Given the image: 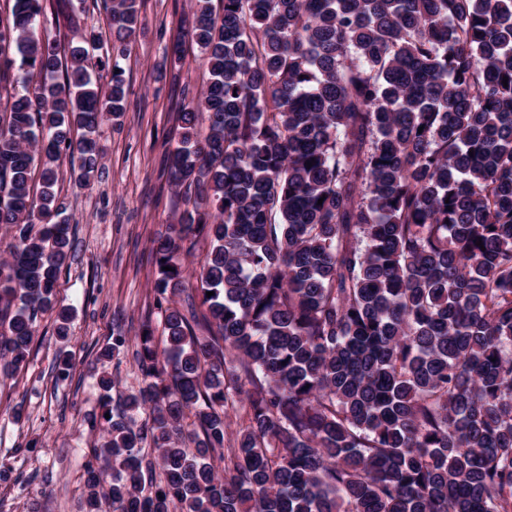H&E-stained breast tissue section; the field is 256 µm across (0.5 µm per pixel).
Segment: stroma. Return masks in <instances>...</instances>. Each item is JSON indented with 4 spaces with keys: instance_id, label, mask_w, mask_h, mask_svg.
<instances>
[{
    "instance_id": "obj_1",
    "label": "stroma",
    "mask_w": 512,
    "mask_h": 512,
    "mask_svg": "<svg viewBox=\"0 0 512 512\" xmlns=\"http://www.w3.org/2000/svg\"><path fill=\"white\" fill-rule=\"evenodd\" d=\"M191 0H138L140 28L124 61L127 110L121 125L104 121L98 177L57 186L73 228L71 257L58 298L74 312L67 340L56 335L54 312L37 326L27 369L0 385V512H83L84 463L100 445L90 421L101 412V376L112 378V401L136 392L142 376L132 353L100 361L98 352L123 328L138 335L152 303L151 240L177 223L183 204L171 190L165 157L178 139V114L206 85L199 50L188 39ZM77 23L59 20L61 38L95 30L109 40L104 0H85ZM182 57L172 65L173 53ZM75 366L57 379L59 349Z\"/></svg>"
}]
</instances>
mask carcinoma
Masks as SVG:
<instances>
[{
	"mask_svg": "<svg viewBox=\"0 0 512 512\" xmlns=\"http://www.w3.org/2000/svg\"><path fill=\"white\" fill-rule=\"evenodd\" d=\"M11 2L1 382L55 303L54 187L99 174L139 23L111 0L110 43L64 44L47 24L73 0ZM221 4L192 5L209 82L167 152L163 344L144 321L143 386L91 421L86 512H512V0Z\"/></svg>",
	"mask_w": 512,
	"mask_h": 512,
	"instance_id": "cac0c4a2",
	"label": "carcinoma"
}]
</instances>
